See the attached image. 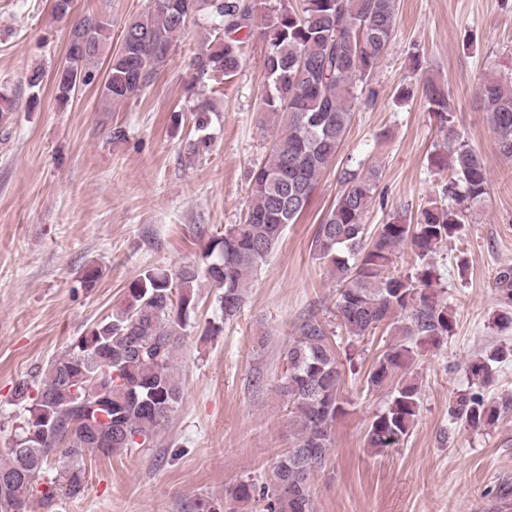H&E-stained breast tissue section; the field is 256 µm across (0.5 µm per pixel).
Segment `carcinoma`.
I'll return each mask as SVG.
<instances>
[{"label": "carcinoma", "instance_id": "obj_1", "mask_svg": "<svg viewBox=\"0 0 512 512\" xmlns=\"http://www.w3.org/2000/svg\"><path fill=\"white\" fill-rule=\"evenodd\" d=\"M255 12L256 0H153L126 26L120 47L108 60L101 97L118 103L146 87L198 14L218 19L219 32L215 44L193 59L197 77L232 78L243 44L253 34ZM396 18L397 0H279L267 20L265 111L285 116V122L265 162L251 173L244 223L225 226L204 254V275L219 290L222 321L239 316L247 276L266 262L284 227L305 211L344 140L362 85L388 49ZM108 30V20L99 15L73 24L55 76L58 101L68 102L79 85L94 79ZM478 92L491 114L499 153L512 159V80L489 77ZM424 95L439 128L453 137L450 158L436 154L430 163L440 172L451 170L441 193L454 205L430 201L416 223L393 218L370 232L363 219L373 203L377 172L345 170L343 190L312 243L315 259L331 267L339 283L336 318L348 345L380 330L401 337L375 358L365 377L369 389L396 382L386 407L367 427L368 447L380 451L402 447L420 409L419 387L405 375L413 371L423 347L440 344L454 331V313L434 289L438 273L427 257L458 235L467 211L488 194L485 163L456 136V109L448 94L430 81ZM209 113L208 106L196 111L195 127L202 136L190 144L194 153L210 146L203 135ZM405 246L414 253L412 271L388 273ZM197 277L190 267L176 275L158 267L144 269L129 283L122 307L78 337L43 377L15 386L12 401L19 415L9 436L14 447L0 460V512H31L37 491L45 512H57L61 501L83 496L88 455L131 448L140 439L153 441L183 399L173 364L198 305ZM509 356L512 349L496 348L471 360L468 372L489 382ZM284 361L288 368L277 389L287 403L294 443L277 457L273 482L240 480L230 500L259 502L262 512H313L311 479L324 469L333 447L334 424L345 412L343 375L355 363L350 352L340 353L313 310L295 325ZM508 406L465 391L453 400L448 415L481 428L494 424Z\"/></svg>", "mask_w": 512, "mask_h": 512}]
</instances>
